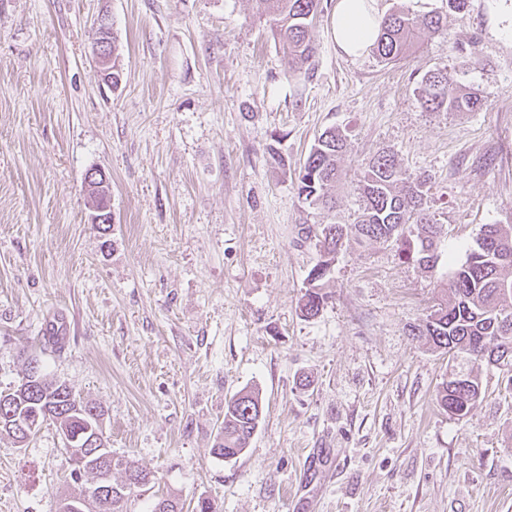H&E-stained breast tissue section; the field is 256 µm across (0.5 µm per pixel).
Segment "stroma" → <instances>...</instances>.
Wrapping results in <instances>:
<instances>
[{
	"label": "stroma",
	"mask_w": 512,
	"mask_h": 512,
	"mask_svg": "<svg viewBox=\"0 0 512 512\" xmlns=\"http://www.w3.org/2000/svg\"><path fill=\"white\" fill-rule=\"evenodd\" d=\"M335 4L311 28V71L292 74L255 0H0V391L36 351L101 406L113 453L155 476L130 512L168 494L220 512H512V379L482 365L481 399L451 418L436 394L453 363L410 332L483 225H512V0H470L389 64L338 51ZM104 16L115 88L90 48ZM438 66L483 108L422 109ZM330 127L348 148L327 214L295 173ZM384 149L428 179L437 264L345 239L305 318L320 254L304 229L354 223ZM93 169L109 177L106 235ZM53 320L69 334L46 350ZM245 388L263 417L227 461L212 447ZM70 470L52 422L22 447L0 436V512H60Z\"/></svg>",
	"instance_id": "1"
}]
</instances>
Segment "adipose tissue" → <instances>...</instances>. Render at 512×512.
<instances>
[{
	"mask_svg": "<svg viewBox=\"0 0 512 512\" xmlns=\"http://www.w3.org/2000/svg\"><path fill=\"white\" fill-rule=\"evenodd\" d=\"M381 21L377 0H337L333 39L345 55L361 56L372 46Z\"/></svg>",
	"mask_w": 512,
	"mask_h": 512,
	"instance_id": "adipose-tissue-1",
	"label": "adipose tissue"
}]
</instances>
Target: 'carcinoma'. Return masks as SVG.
Masks as SVG:
<instances>
[{
  "mask_svg": "<svg viewBox=\"0 0 512 512\" xmlns=\"http://www.w3.org/2000/svg\"><path fill=\"white\" fill-rule=\"evenodd\" d=\"M448 13L417 18L403 10L382 19L373 51L381 61H396L419 44L426 32L438 33L448 18L466 11L469 0H446ZM258 11L267 18L271 35L295 72L309 62L316 47L309 29L321 12V0H256ZM418 97L422 106L433 112H474L483 106L476 92L460 81L448 79V68L438 66L421 78ZM346 138L334 129L318 137L298 173V197L310 206L329 212L336 210L330 187L340 173V158ZM427 179L407 176L395 155L381 151L369 162L359 185L364 209L353 224H317L308 229L320 252L319 261L308 274L311 288L301 296L302 316H317L327 295L321 293L323 270L335 260L345 237L352 235L360 243H379L397 247L399 254L418 266L429 269V260L438 259L441 226L425 208ZM512 316V225L487 224L466 260L451 272L446 294L419 323L412 326L414 336L425 338L434 349L467 365L461 376H451L438 387L437 403L448 415L467 417L482 395V384L475 367L483 361L497 363L507 359L512 366V323L503 325L499 317ZM24 378L37 370L34 390L20 383L8 392H0V436L6 435L23 445L29 436L17 433L16 422L32 415L39 421L50 419L57 430L71 438V447L81 448L89 440L108 447L102 429L103 410L84 401L63 382L51 381L40 370L37 356L25 357ZM259 393L240 391L224 406V422L212 451L218 457L233 459L248 448L258 426ZM73 465L71 477L84 494L95 474L80 466L78 456L68 453ZM107 469L124 473L125 480L112 484V497L101 501L98 512H127V504L137 489L152 482L153 474L138 461L126 456L112 457Z\"/></svg>",
  "mask_w": 512,
  "mask_h": 512,
  "instance_id": "cac0c4a2",
  "label": "carcinoma"
}]
</instances>
